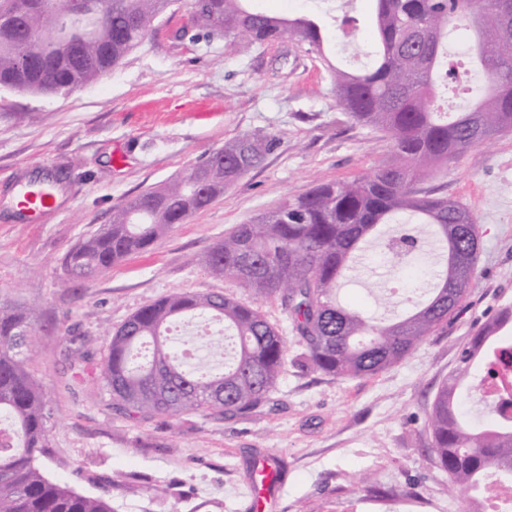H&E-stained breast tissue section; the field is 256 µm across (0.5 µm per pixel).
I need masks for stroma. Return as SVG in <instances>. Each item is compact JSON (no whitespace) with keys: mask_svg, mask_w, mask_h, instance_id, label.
Here are the masks:
<instances>
[{"mask_svg":"<svg viewBox=\"0 0 512 512\" xmlns=\"http://www.w3.org/2000/svg\"><path fill=\"white\" fill-rule=\"evenodd\" d=\"M272 14L365 24L367 0H256ZM190 0H174L150 35L109 73L68 93L0 89V178L53 163L66 204L41 224L0 210V301L35 310L41 349L28 369L50 411L47 474L110 499L118 512H245L251 472L274 458L278 512H370L360 479L428 512H468L430 461L427 421L434 395L460 349L512 307V132L477 146L424 183L459 200L479 227L480 254L462 311L447 328L387 371L337 379L296 360L302 352L278 300L254 302L288 338L289 364L258 412L233 418L195 413L173 420L116 409L95 376L110 334L131 314L172 292L248 299L213 278L202 258L225 231L317 183L369 175L394 155L384 134L336 106L328 62L354 70L343 39L324 53L283 38L266 44L183 36ZM278 144L206 210L174 225L148 251L92 279L64 266L66 252L111 223L114 209L159 187L247 134ZM381 244L368 248L343 289L369 301L394 271Z\"/></svg>","mask_w":512,"mask_h":512,"instance_id":"1","label":"stroma"}]
</instances>
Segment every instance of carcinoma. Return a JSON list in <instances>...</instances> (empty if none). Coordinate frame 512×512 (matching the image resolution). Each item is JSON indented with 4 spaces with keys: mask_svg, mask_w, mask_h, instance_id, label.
<instances>
[{
    "mask_svg": "<svg viewBox=\"0 0 512 512\" xmlns=\"http://www.w3.org/2000/svg\"><path fill=\"white\" fill-rule=\"evenodd\" d=\"M248 0H193L191 27L243 36L264 44L284 37L323 52L325 27L300 16L275 17L245 6ZM374 16L363 39L376 45L370 65L350 72L330 67L336 106L355 123L386 134L393 159L350 181L322 182L288 198L215 243L204 263L257 299L276 298L303 348L301 368L338 377L376 375L408 356L448 324L463 303L480 252L471 211L463 203L417 188L438 166L478 144L512 131V0H371ZM112 14L86 24V34L59 50L53 11H35L24 26L0 28V85L48 95L88 85L116 66L149 32L171 0H111ZM494 36L479 41L476 19ZM474 42L487 83L468 87L464 112L440 111L436 87L454 78L446 68L448 32ZM274 135L224 142L172 182L143 192L112 212V223L68 250L67 271L89 279L126 257L147 251L172 226L185 223L224 195L275 149ZM401 224L382 236V226ZM432 235L438 267L432 287H413L409 306L394 318H374L337 300L346 273L366 246L380 239L399 259L424 252L422 229ZM206 316L231 332V362L198 370L185 361L168 325ZM505 308L464 347L457 367L438 388L429 429L431 460L457 487L475 494L485 481L512 478V429L481 428L464 419L458 391L477 361L486 374L507 377L512 342L487 345L506 323ZM39 350L33 311L0 303V415L12 423L0 441V512H114L102 496L82 494L47 476L46 395L27 369ZM288 363L284 336L252 305L221 294L173 293L137 310L112 332L98 376L112 405L131 417L179 419L212 411L248 414L270 401Z\"/></svg>",
    "mask_w": 512,
    "mask_h": 512,
    "instance_id": "1",
    "label": "carcinoma"
}]
</instances>
